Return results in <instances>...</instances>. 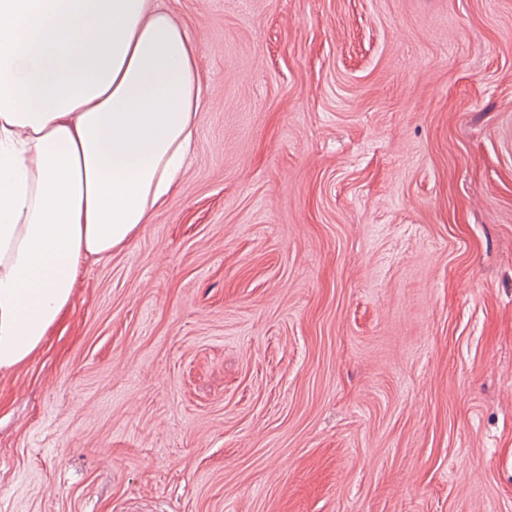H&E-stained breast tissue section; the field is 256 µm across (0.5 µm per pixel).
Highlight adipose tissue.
<instances>
[{
  "label": "adipose tissue",
  "instance_id": "obj_1",
  "mask_svg": "<svg viewBox=\"0 0 512 512\" xmlns=\"http://www.w3.org/2000/svg\"><path fill=\"white\" fill-rule=\"evenodd\" d=\"M198 45L157 0H0V371L175 188Z\"/></svg>",
  "mask_w": 512,
  "mask_h": 512
}]
</instances>
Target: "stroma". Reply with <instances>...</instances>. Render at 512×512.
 <instances>
[{
    "mask_svg": "<svg viewBox=\"0 0 512 512\" xmlns=\"http://www.w3.org/2000/svg\"><path fill=\"white\" fill-rule=\"evenodd\" d=\"M167 204L0 372V512H512V0H160Z\"/></svg>",
    "mask_w": 512,
    "mask_h": 512,
    "instance_id": "obj_1",
    "label": "stroma"
}]
</instances>
